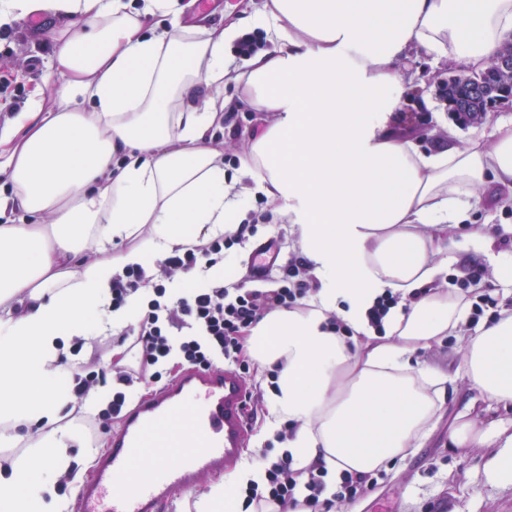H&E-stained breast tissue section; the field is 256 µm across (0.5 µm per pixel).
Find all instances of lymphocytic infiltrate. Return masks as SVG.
<instances>
[{"label": "lymphocytic infiltrate", "mask_w": 512, "mask_h": 512, "mask_svg": "<svg viewBox=\"0 0 512 512\" xmlns=\"http://www.w3.org/2000/svg\"><path fill=\"white\" fill-rule=\"evenodd\" d=\"M252 224H240L228 235L211 240L204 246L175 250L149 272L143 267L127 268L124 274L112 279V306L120 308L127 296L141 292L143 303L135 325L122 331L140 353L137 369L112 372L101 367L84 374L71 376L72 392L76 397L88 395L96 387H111L112 399L106 408L86 422L90 434L106 430L112 419L120 416L131 402L130 387L137 383L157 384L163 379L159 369L162 360L170 355L190 366L211 367L218 362H231L242 373H249L250 364L244 355L243 339L247 331L272 310L304 309V301L317 288L307 261L299 256L289 258L282 266L283 284L273 289L247 288L235 282L223 285L209 282L184 289L182 296L167 300V285L175 274L196 267L217 264L225 248L243 242ZM259 460L268 461L265 485H249L244 490L247 502L275 501L283 512H330L336 500L355 499L373 485L370 475L343 472L334 497H325L327 469L295 468L292 456L269 461L267 450H259ZM307 494L297 498V486Z\"/></svg>", "instance_id": "obj_1"}]
</instances>
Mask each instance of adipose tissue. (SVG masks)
I'll list each match as a JSON object with an SVG mask.
<instances>
[{
	"label": "adipose tissue",
	"instance_id": "1",
	"mask_svg": "<svg viewBox=\"0 0 512 512\" xmlns=\"http://www.w3.org/2000/svg\"><path fill=\"white\" fill-rule=\"evenodd\" d=\"M186 0H0V28L30 15L61 28L55 82L36 89L16 125L0 130V512H68L55 491L74 454L94 458L76 429L112 398L56 388L71 342L135 322L139 294L113 310L127 267H152L201 246L247 216L263 195L285 218L319 282L304 311L278 309L245 348L277 366L259 432L282 423L297 467L370 473L421 447L448 376L414 362L453 333L477 401L512 406V310L477 328L461 300L429 286L471 222L481 189L512 209V116L486 114L478 135L426 150L407 98L424 88L412 58L484 71L512 37V0H254L225 25L186 21ZM275 49L237 57L252 27ZM248 107L266 119L235 177L214 131ZM402 301L368 342L367 312L387 292ZM350 328L326 329L329 314ZM452 448H490L485 476L512 483V434L462 421ZM244 456L209 486L196 512H276L237 488L264 483Z\"/></svg>",
	"mask_w": 512,
	"mask_h": 512
}]
</instances>
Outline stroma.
Instances as JSON below:
<instances>
[{
  "label": "stroma",
  "mask_w": 512,
  "mask_h": 512,
  "mask_svg": "<svg viewBox=\"0 0 512 512\" xmlns=\"http://www.w3.org/2000/svg\"><path fill=\"white\" fill-rule=\"evenodd\" d=\"M55 37L50 17L33 15L10 27L7 38H0V77L8 79L7 91H0V128L26 109L35 86L50 77L48 62ZM261 124L260 113L243 109L230 113L217 134L224 142V167L234 170L250 143V136ZM477 223L489 224L501 231L500 242L491 254L477 251L466 238H459L448 268L435 281L440 291H461L470 299L467 286L472 271L481 274L483 296L475 323H482L503 307V285L493 274L500 263H512V235L505 229L512 225V213H502L490 206H479ZM274 237L282 244L281 256L299 254L287 222L261 224L254 238L233 245L224 252V268L247 287H278V274L260 281L251 277L252 250L256 242ZM463 347L455 335L443 337L431 348L417 355L420 363L452 378L448 395L436 415L435 424L422 448L389 469L376 472V484L355 500L338 502L334 512H512V484L491 483L485 477L489 459L483 448H452L448 429L463 412L471 397L467 378L457 368Z\"/></svg>",
  "instance_id": "stroma-1"
}]
</instances>
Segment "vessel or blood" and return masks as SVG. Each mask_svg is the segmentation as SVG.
Returning a JSON list of instances; mask_svg holds the SVG:
<instances>
[{
    "label": "vessel or blood",
    "instance_id": "obj_1",
    "mask_svg": "<svg viewBox=\"0 0 512 512\" xmlns=\"http://www.w3.org/2000/svg\"><path fill=\"white\" fill-rule=\"evenodd\" d=\"M275 243L253 250V267L279 260ZM249 386L237 368L191 367L127 406L110 446L75 497V512H173L176 494L204 474L223 475L249 442Z\"/></svg>",
    "mask_w": 512,
    "mask_h": 512
}]
</instances>
